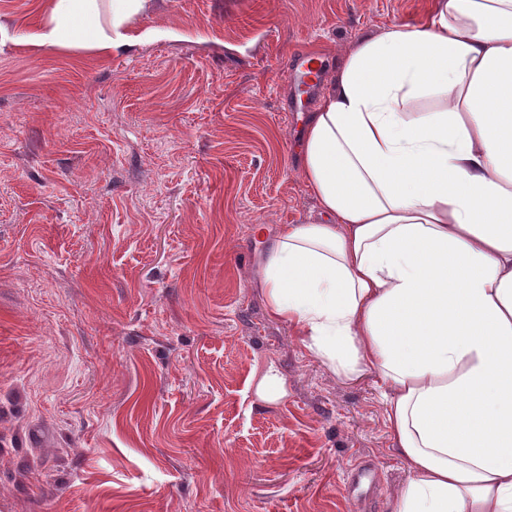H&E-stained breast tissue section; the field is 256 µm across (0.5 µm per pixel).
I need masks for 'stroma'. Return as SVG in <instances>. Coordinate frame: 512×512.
Listing matches in <instances>:
<instances>
[{"instance_id":"1","label":"stroma","mask_w":512,"mask_h":512,"mask_svg":"<svg viewBox=\"0 0 512 512\" xmlns=\"http://www.w3.org/2000/svg\"><path fill=\"white\" fill-rule=\"evenodd\" d=\"M431 7L149 0L104 60L28 49L46 0H0V512H391L374 378L333 375L252 282L318 212L306 113ZM270 363L287 394L262 402Z\"/></svg>"}]
</instances>
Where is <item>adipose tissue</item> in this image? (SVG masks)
I'll return each mask as SVG.
<instances>
[{"instance_id":"obj_1","label":"adipose tissue","mask_w":512,"mask_h":512,"mask_svg":"<svg viewBox=\"0 0 512 512\" xmlns=\"http://www.w3.org/2000/svg\"><path fill=\"white\" fill-rule=\"evenodd\" d=\"M147 3L49 0L28 42L108 57ZM299 155L319 214L263 258L270 316L381 381L410 474L393 512H512V0H438L359 40Z\"/></svg>"}]
</instances>
